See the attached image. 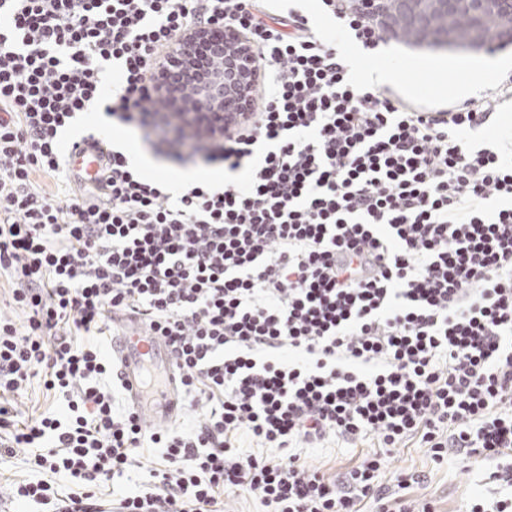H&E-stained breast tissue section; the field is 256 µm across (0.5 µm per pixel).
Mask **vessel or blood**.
<instances>
[{"instance_id": "1", "label": "vessel or blood", "mask_w": 512, "mask_h": 512, "mask_svg": "<svg viewBox=\"0 0 512 512\" xmlns=\"http://www.w3.org/2000/svg\"><path fill=\"white\" fill-rule=\"evenodd\" d=\"M106 162L104 155L96 150H86L73 157V170L82 178L97 177ZM122 331L114 337L110 352L119 365V374L132 401H139L140 370L145 360H152L164 373H171V360L161 342L144 341L141 325L132 318L123 320ZM177 398L173 389H165L158 397L145 403L151 417L159 423H168L176 412Z\"/></svg>"}]
</instances>
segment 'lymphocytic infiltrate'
I'll list each match as a JSON object with an SVG mask.
<instances>
[{"label": "lymphocytic infiltrate", "mask_w": 512, "mask_h": 512, "mask_svg": "<svg viewBox=\"0 0 512 512\" xmlns=\"http://www.w3.org/2000/svg\"><path fill=\"white\" fill-rule=\"evenodd\" d=\"M0 0V457L31 449L13 497L44 512H433L393 496L390 453L494 461L512 487V155L470 136L484 100L424 108L365 85L316 18L366 55L386 38L345 0ZM192 26L253 50L248 117L194 119L154 94ZM102 109L159 161L224 168V184L143 175L123 145L84 181L63 135ZM136 318L173 364L189 427L118 409L98 343ZM62 407L22 421L34 377ZM264 447L235 448L238 432ZM371 436L330 475L297 451ZM162 467L112 503L104 484L145 447ZM65 478L73 492H61Z\"/></svg>", "instance_id": "1"}]
</instances>
